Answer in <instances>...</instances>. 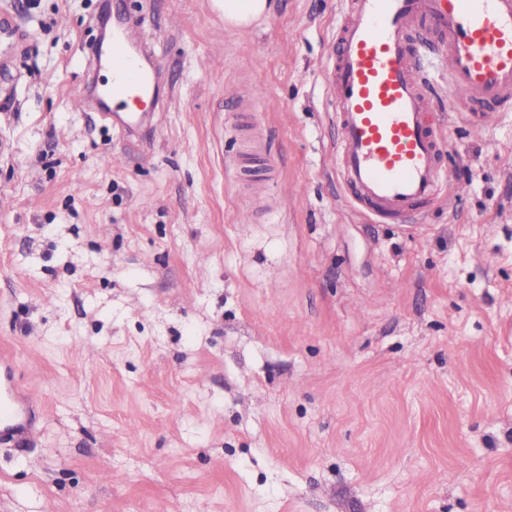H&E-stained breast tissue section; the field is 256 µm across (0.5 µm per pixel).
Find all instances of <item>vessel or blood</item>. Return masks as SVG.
<instances>
[{"mask_svg": "<svg viewBox=\"0 0 512 512\" xmlns=\"http://www.w3.org/2000/svg\"><path fill=\"white\" fill-rule=\"evenodd\" d=\"M418 36L448 64V96L467 123L488 127L512 110V0H349L327 70L336 126V175L354 207L379 221L400 222L426 211L449 180L451 148L410 49ZM112 77L103 96L123 107L115 127L139 122L136 100L161 112L151 75L116 31L108 47ZM32 396L13 369L0 365V437L27 430Z\"/></svg>", "mask_w": 512, "mask_h": 512, "instance_id": "vessel-or-blood-1", "label": "vessel or blood"}]
</instances>
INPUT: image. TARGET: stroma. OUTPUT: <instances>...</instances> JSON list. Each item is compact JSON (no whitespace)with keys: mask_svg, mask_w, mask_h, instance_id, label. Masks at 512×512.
Segmentation results:
<instances>
[{"mask_svg":"<svg viewBox=\"0 0 512 512\" xmlns=\"http://www.w3.org/2000/svg\"><path fill=\"white\" fill-rule=\"evenodd\" d=\"M0 355L38 402L0 512H512V112L476 132L423 58L440 201L376 223L336 178L347 0H0ZM161 69L160 125L74 100L102 24ZM258 114L278 163L229 164ZM272 0H216L229 26L246 27L272 11Z\"/></svg>","mask_w":512,"mask_h":512,"instance_id":"stroma-1","label":"stroma"}]
</instances>
